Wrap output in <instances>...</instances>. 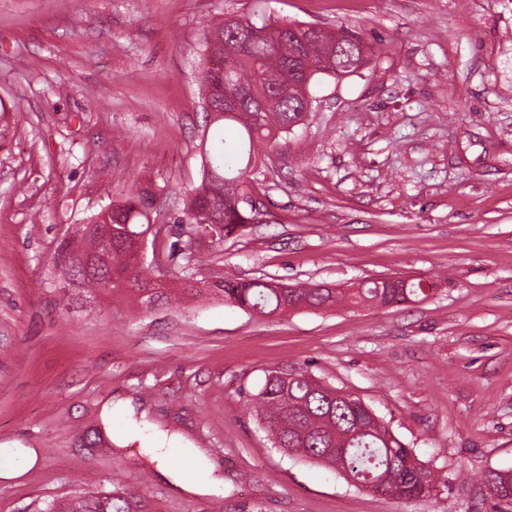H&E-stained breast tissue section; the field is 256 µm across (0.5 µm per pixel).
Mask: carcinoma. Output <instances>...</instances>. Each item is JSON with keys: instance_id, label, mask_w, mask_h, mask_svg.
<instances>
[{"instance_id": "cac0c4a2", "label": "carcinoma", "mask_w": 512, "mask_h": 512, "mask_svg": "<svg viewBox=\"0 0 512 512\" xmlns=\"http://www.w3.org/2000/svg\"><path fill=\"white\" fill-rule=\"evenodd\" d=\"M250 18L216 17L204 35L206 65L199 75L202 100H208L207 126L213 128L202 153L201 180L184 200L173 219L193 231L230 238L255 219V208H246L241 197L252 189L251 172L259 153L275 149L306 116L310 87L322 75L342 78L361 69L375 47L358 32L340 26L321 35H298L291 24L270 20L260 25L257 38ZM228 125L237 127V142L224 138ZM154 194L130 190L112 209L100 211L75 228L74 247L87 260L106 259L112 268V287H101L93 268L88 275L82 263L62 266L66 304L93 305L107 296H122L144 306L154 300L168 305L185 298L207 296L237 306L254 315L285 312L288 307L329 308L348 300L400 304L424 299L422 281H406L391 288L370 281L357 288H327L320 283L280 288L267 280L239 282L222 279L209 288L195 285L191 274L179 287L154 288L153 273L138 264L137 238L150 233L152 243L166 241L169 227L152 225ZM90 224L112 225V241L88 232ZM252 405L272 436L275 447L290 457L309 458L341 475L348 484L365 486L381 496L420 497L430 490L433 473L394 436L386 424L372 420L357 400L336 397V388L318 383L306 370L285 380L271 374ZM482 481L492 512H512V471L490 470ZM119 497H92L76 504L51 505L49 512H125Z\"/></svg>"}]
</instances>
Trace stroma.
Here are the masks:
<instances>
[{
  "label": "stroma",
  "instance_id": "1",
  "mask_svg": "<svg viewBox=\"0 0 512 512\" xmlns=\"http://www.w3.org/2000/svg\"><path fill=\"white\" fill-rule=\"evenodd\" d=\"M219 14L351 25L375 51L321 78L257 166L256 222L192 235L167 280L403 277L428 298L56 306L68 228L136 186L170 221L197 184L199 39ZM0 104V512L124 493L127 512H491L481 476L512 470V0H0ZM301 369L360 398L431 491L378 496L275 448L248 400ZM184 448L218 488L171 484L194 477Z\"/></svg>",
  "mask_w": 512,
  "mask_h": 512
}]
</instances>
